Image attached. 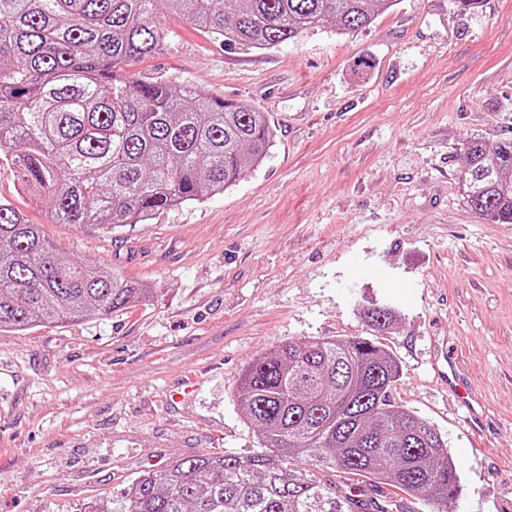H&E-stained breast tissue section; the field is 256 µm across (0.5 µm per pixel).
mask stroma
Instances as JSON below:
<instances>
[{"mask_svg":"<svg viewBox=\"0 0 512 512\" xmlns=\"http://www.w3.org/2000/svg\"><path fill=\"white\" fill-rule=\"evenodd\" d=\"M164 24L165 50L129 75L256 106L273 145L228 190L109 233L57 223L0 163V200L57 256L151 290L109 316L0 329V512H88L172 458L252 453L235 399L252 359L369 335L361 312L382 304L395 398L447 439L455 508L512 512V224L481 219L458 185L467 139H512V0H397L367 28L328 22L267 50ZM439 339L480 426L437 377Z\"/></svg>","mask_w":512,"mask_h":512,"instance_id":"35a3bbf8","label":"stroma"}]
</instances>
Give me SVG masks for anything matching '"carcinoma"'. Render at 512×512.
Returning <instances> with one entry per match:
<instances>
[{
  "label": "carcinoma",
  "mask_w": 512,
  "mask_h": 512,
  "mask_svg": "<svg viewBox=\"0 0 512 512\" xmlns=\"http://www.w3.org/2000/svg\"><path fill=\"white\" fill-rule=\"evenodd\" d=\"M395 0H0V160L60 224L112 229L201 200L259 165L274 130L260 109L192 85L123 75L164 50L158 15L174 10L224 46L266 50L334 22L356 31ZM467 206L512 224V139L463 145ZM150 289L82 258L59 260L0 201V328L107 316ZM367 325L394 324L386 306ZM394 358L363 337L292 340L255 358L236 401L260 451L201 453L134 478L116 506L94 512H381L362 485L422 497L450 512L460 480L447 442L398 405ZM336 473L329 484L295 467Z\"/></svg>",
  "instance_id": "cac0c4a2"
}]
</instances>
